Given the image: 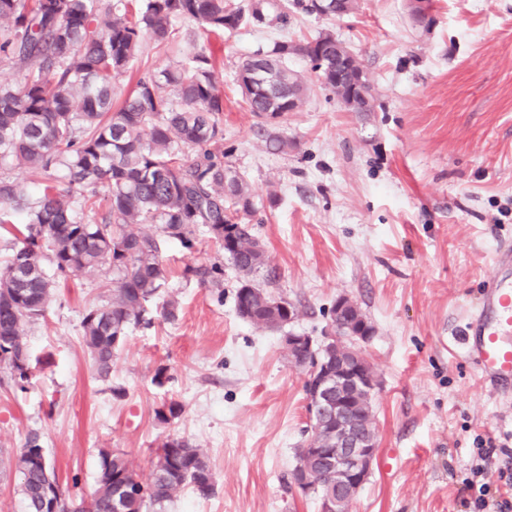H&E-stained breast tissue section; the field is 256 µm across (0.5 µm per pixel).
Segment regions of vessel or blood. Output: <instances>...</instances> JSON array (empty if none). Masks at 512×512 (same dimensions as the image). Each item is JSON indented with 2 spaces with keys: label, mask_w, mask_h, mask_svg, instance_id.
<instances>
[{
  "label": "vessel or blood",
  "mask_w": 512,
  "mask_h": 512,
  "mask_svg": "<svg viewBox=\"0 0 512 512\" xmlns=\"http://www.w3.org/2000/svg\"><path fill=\"white\" fill-rule=\"evenodd\" d=\"M511 265L512 251L498 253L493 286L482 296L463 338L482 373L505 383L512 382V277L506 273Z\"/></svg>",
  "instance_id": "1"
}]
</instances>
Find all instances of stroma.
I'll return each instance as SVG.
<instances>
[{
	"instance_id": "1",
	"label": "stroma",
	"mask_w": 512,
	"mask_h": 512,
	"mask_svg": "<svg viewBox=\"0 0 512 512\" xmlns=\"http://www.w3.org/2000/svg\"><path fill=\"white\" fill-rule=\"evenodd\" d=\"M357 3L341 17L294 15L231 34L182 20L175 43L144 39L115 81L117 99L145 71L211 54L224 148L258 201L250 223L272 271L267 289L300 316L285 332L242 320L239 275L215 242L202 232L190 250L170 240L165 293L179 303L177 318L131 329L103 379L80 322L105 300V275L58 279L56 302L25 328L30 384L0 382V512H20L9 458L32 431L66 490H92L103 448L125 453L148 480L155 448L175 436L207 454L214 490L185 487L167 512H320L317 494L291 482L310 436L308 372L289 361L283 338L320 340L342 296L373 326L361 349L379 381L378 459L350 512H474L481 440L512 448V393L486 380L461 345L496 254L512 247V0H430L426 27L412 24L411 0ZM327 29L359 58L374 111H348L294 55L302 105L281 125L249 112L240 61ZM262 126L294 147L268 152ZM214 262L222 290L184 273ZM170 401L182 411L161 422L156 412Z\"/></svg>"
}]
</instances>
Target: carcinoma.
<instances>
[{
    "label": "carcinoma",
    "mask_w": 512,
    "mask_h": 512,
    "mask_svg": "<svg viewBox=\"0 0 512 512\" xmlns=\"http://www.w3.org/2000/svg\"><path fill=\"white\" fill-rule=\"evenodd\" d=\"M315 0H0V20L10 25L0 42L7 60L28 66L17 88L0 85V224L25 226L0 266V373L23 391L31 380L23 327L44 317L57 278L88 270L112 276L102 304L82 316L84 345L100 377L130 329L149 326V305L168 279L163 243L192 248L203 228L241 276L235 308L243 320L266 330L288 324V312L255 277L266 251L244 220L257 209L247 175L224 151V98L212 81L211 57L200 50L159 72H148L119 105L113 81L151 35L169 39L173 23L189 19L203 29L230 33L288 20V13L315 14ZM346 52L335 34L322 31L305 43L276 42L238 66L237 76L264 65L270 83H239L248 111L280 124L303 102L301 78L288 58L310 59L321 83L344 98L336 82V54ZM23 171L42 174L38 193ZM108 188L107 217L87 220L97 201L89 187ZM152 224L155 231L133 230ZM186 274L219 289L221 264L189 266ZM320 352L305 348L294 363L313 369ZM100 469L88 497H63L54 466L32 432L9 460L20 478L24 512H164L190 485L199 494L214 488L203 453L169 436L155 450L151 477L138 480L126 455L100 452Z\"/></svg>",
    "instance_id": "cac0c4a2"
}]
</instances>
